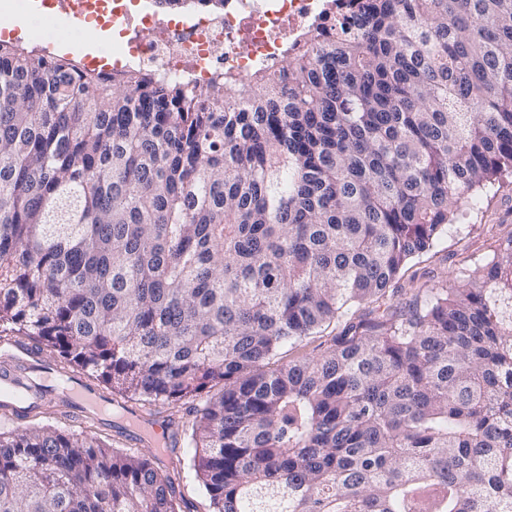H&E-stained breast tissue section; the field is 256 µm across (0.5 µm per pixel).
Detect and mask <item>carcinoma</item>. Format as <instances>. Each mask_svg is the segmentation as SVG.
Masks as SVG:
<instances>
[{
    "mask_svg": "<svg viewBox=\"0 0 512 512\" xmlns=\"http://www.w3.org/2000/svg\"><path fill=\"white\" fill-rule=\"evenodd\" d=\"M512 174V0H348L186 90L0 42V332L192 425L211 512H512V237L393 283ZM332 323L320 354L278 352ZM0 512H178L95 431L0 430Z\"/></svg>",
    "mask_w": 512,
    "mask_h": 512,
    "instance_id": "obj_1",
    "label": "carcinoma"
}]
</instances>
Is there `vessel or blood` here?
Masks as SVG:
<instances>
[{
    "instance_id": "obj_1",
    "label": "vessel or blood",
    "mask_w": 512,
    "mask_h": 512,
    "mask_svg": "<svg viewBox=\"0 0 512 512\" xmlns=\"http://www.w3.org/2000/svg\"><path fill=\"white\" fill-rule=\"evenodd\" d=\"M0 403L10 407L18 417H26L30 407L44 394V383L50 375L49 361L32 345L19 339L0 341ZM59 396L66 407L82 414H96L108 425L112 419L107 403L96 388L80 379L62 382ZM123 434L132 448L176 446L178 426L174 419L129 407L124 411Z\"/></svg>"
}]
</instances>
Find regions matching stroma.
<instances>
[{
    "label": "stroma",
    "mask_w": 512,
    "mask_h": 512,
    "mask_svg": "<svg viewBox=\"0 0 512 512\" xmlns=\"http://www.w3.org/2000/svg\"><path fill=\"white\" fill-rule=\"evenodd\" d=\"M512 236V180L479 191L461 221L430 250L409 263L395 284L400 306L424 301L431 288L447 287L460 274L488 263L499 244ZM207 401L206 396L173 403L153 404V412L181 419L180 442L163 457L159 468L171 474L180 512H209L208 496L194 467L191 427Z\"/></svg>",
    "instance_id": "obj_1"
}]
</instances>
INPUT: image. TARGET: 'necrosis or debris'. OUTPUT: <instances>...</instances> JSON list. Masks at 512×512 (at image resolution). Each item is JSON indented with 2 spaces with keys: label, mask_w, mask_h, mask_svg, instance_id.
Masks as SVG:
<instances>
[{
  "label": "necrosis or debris",
  "mask_w": 512,
  "mask_h": 512,
  "mask_svg": "<svg viewBox=\"0 0 512 512\" xmlns=\"http://www.w3.org/2000/svg\"><path fill=\"white\" fill-rule=\"evenodd\" d=\"M74 14L111 30L112 70L135 63L187 87L232 73L283 69L288 49L308 34L333 26L335 0H224L220 14L199 12L159 19L149 5L129 0H72Z\"/></svg>",
  "instance_id": "1"
}]
</instances>
